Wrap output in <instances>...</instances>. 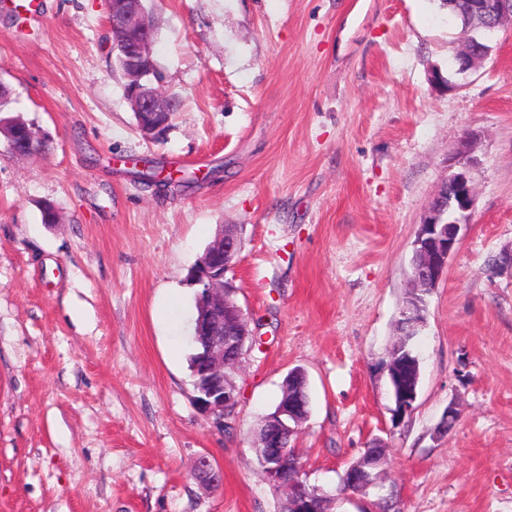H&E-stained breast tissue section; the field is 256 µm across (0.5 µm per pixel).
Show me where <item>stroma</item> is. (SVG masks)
Listing matches in <instances>:
<instances>
[{
  "mask_svg": "<svg viewBox=\"0 0 512 512\" xmlns=\"http://www.w3.org/2000/svg\"><path fill=\"white\" fill-rule=\"evenodd\" d=\"M0 11V512H279L253 450L288 372L308 376L292 438L331 512L372 440L399 512H512V28L449 75L470 30L437 0H145L155 87L176 104L144 136L125 97L104 0ZM475 139L470 223L412 347L417 408L393 425L380 361L395 341L412 244L461 136ZM149 157L222 169L188 195L117 173ZM51 203L61 223L41 220ZM241 251L235 298L261 346L235 373L237 427L194 401L189 280L221 225ZM456 403L448 435L436 427ZM221 486L193 475L200 456Z\"/></svg>",
  "mask_w": 512,
  "mask_h": 512,
  "instance_id": "1",
  "label": "stroma"
}]
</instances>
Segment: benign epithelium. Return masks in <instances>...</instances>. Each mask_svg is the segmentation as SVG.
Returning a JSON list of instances; mask_svg holds the SVG:
<instances>
[{
	"label": "benign epithelium",
	"mask_w": 512,
	"mask_h": 512,
	"mask_svg": "<svg viewBox=\"0 0 512 512\" xmlns=\"http://www.w3.org/2000/svg\"><path fill=\"white\" fill-rule=\"evenodd\" d=\"M105 4L112 26V38L119 44L122 54L127 100L133 112L142 118L140 131L146 135H157L168 124L166 116L171 105L160 91L147 87L150 76L155 74L150 53L154 25L143 0H105ZM477 7L499 17L492 29L512 25V0H482ZM0 134L6 138L12 153L15 152L14 139L22 136L32 142L40 137L36 130L27 127L17 126L9 131L1 121ZM457 155V170L448 175V180L456 186V194L448 201V210L431 204L413 242L415 259L410 272L412 292L400 311L403 336L416 333L424 326V295L436 288L448 271L449 260L461 240V231L470 221L476 196L470 176V137L460 141ZM239 250L240 239L234 226H222L199 259L193 276L194 284L200 286L194 336L205 337L204 353L197 369V379L193 382L194 401L213 418L214 426L221 431L236 426L238 416L239 397L235 384L228 376V367L231 364L236 367L241 365L242 359L257 342L249 317L237 303L226 281V274L234 268ZM400 366L402 363L394 359L385 364L395 402L392 409L395 423L414 412L417 399L415 389L405 394L396 391L395 375ZM305 408L306 405L283 394L278 409L266 419L265 432L273 437V441L261 440L255 446L262 462V479L288 496L290 512H313L315 502L333 499V494L323 487L307 483L300 462L296 463L295 479L286 486L282 483L279 461L291 456L293 449L282 445L281 440L291 438L307 420ZM387 448L384 441L373 440L363 454L351 492H364L378 486L382 467L387 462ZM194 476L208 487H217L221 482V471L206 456L197 460Z\"/></svg>",
	"instance_id": "benign-epithelium-1"
}]
</instances>
